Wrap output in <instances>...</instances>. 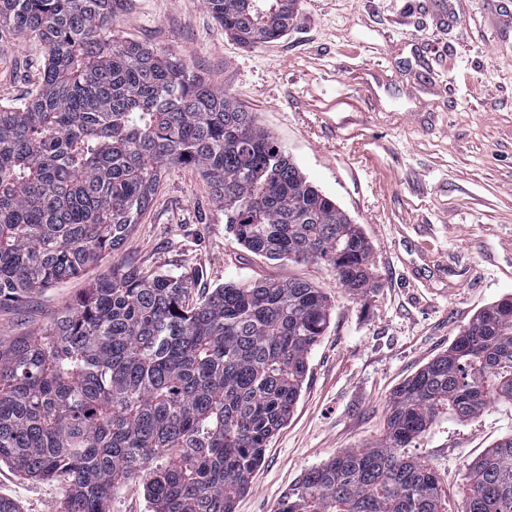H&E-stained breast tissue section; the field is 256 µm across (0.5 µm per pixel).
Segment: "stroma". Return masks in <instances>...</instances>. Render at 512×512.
I'll return each instance as SVG.
<instances>
[{
    "instance_id": "stroma-1",
    "label": "stroma",
    "mask_w": 512,
    "mask_h": 512,
    "mask_svg": "<svg viewBox=\"0 0 512 512\" xmlns=\"http://www.w3.org/2000/svg\"><path fill=\"white\" fill-rule=\"evenodd\" d=\"M112 33L172 55L259 122L364 231L373 286L352 295L320 262L240 246L209 184L166 167L149 209L108 262L0 308V340L50 327L111 265L186 272L194 295L241 280L309 281L330 323L298 403L234 512H274L336 451L381 442L393 390L447 351L487 304L512 298V0H300L279 40L227 38L206 0H127ZM33 36L0 40V104L38 83ZM512 436V405L444 415L406 448L462 512L468 468ZM59 480L0 465V497L58 512Z\"/></svg>"
}]
</instances>
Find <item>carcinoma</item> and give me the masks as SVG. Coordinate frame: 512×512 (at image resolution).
<instances>
[{"mask_svg":"<svg viewBox=\"0 0 512 512\" xmlns=\"http://www.w3.org/2000/svg\"><path fill=\"white\" fill-rule=\"evenodd\" d=\"M126 0H0V36L45 45L39 89L0 105V306L81 275L117 250L168 165L209 182L224 223L270 260L324 262L372 287V246L254 113L179 59L110 35ZM298 0H208L253 45ZM184 274L114 266L50 326L0 341V463L65 482L60 512H111L141 480L153 512H233L300 397L329 324L300 278L239 281L193 299ZM512 404V298L485 306L390 398L384 441L336 452L275 512H446L435 471L403 452L442 414ZM464 512H512V436L472 466Z\"/></svg>","mask_w":512,"mask_h":512,"instance_id":"1","label":"carcinoma"}]
</instances>
